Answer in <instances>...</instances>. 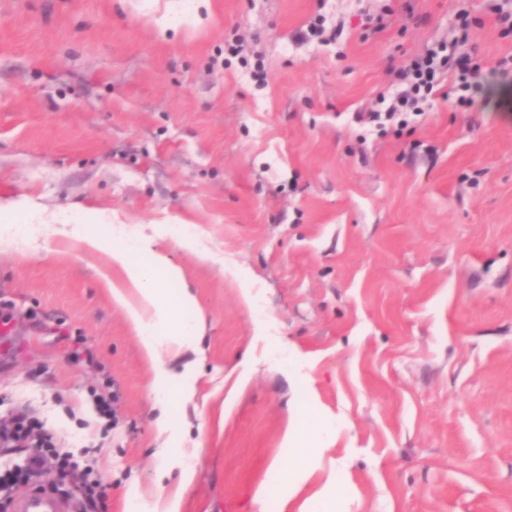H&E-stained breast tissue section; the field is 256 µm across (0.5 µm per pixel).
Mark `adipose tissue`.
Here are the masks:
<instances>
[{
  "label": "adipose tissue",
  "mask_w": 512,
  "mask_h": 512,
  "mask_svg": "<svg viewBox=\"0 0 512 512\" xmlns=\"http://www.w3.org/2000/svg\"><path fill=\"white\" fill-rule=\"evenodd\" d=\"M69 216L47 212L32 201H0V247L29 246L35 241L38 224H66ZM113 213L97 209L85 210L79 239L89 251L105 252L109 271L103 276L112 301L120 307L139 338L144 358L153 370L152 385L156 392L166 393L170 385H178L180 393H192L196 376L192 370L176 374L159 361L161 351L182 353L190 346V337L199 335L202 315L197 296L184 283L181 267L175 264L157 239L134 235L115 239L96 232L99 224H114ZM149 256V265L137 262V255ZM179 285L177 296H170L166 286ZM195 310L194 318H186L185 310ZM333 440L322 419L309 418L286 431L283 447L292 449V460L274 459L270 471L281 481L282 505L296 504L297 512H336V502L344 491L333 481L318 482L319 459Z\"/></svg>",
  "instance_id": "adipose-tissue-1"
}]
</instances>
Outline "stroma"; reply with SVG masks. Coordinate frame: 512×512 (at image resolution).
Segmentation results:
<instances>
[{
	"instance_id": "obj_1",
	"label": "stroma",
	"mask_w": 512,
	"mask_h": 512,
	"mask_svg": "<svg viewBox=\"0 0 512 512\" xmlns=\"http://www.w3.org/2000/svg\"><path fill=\"white\" fill-rule=\"evenodd\" d=\"M178 4L0 0V199L195 228L207 256L161 230L205 313L195 352L160 354L199 364L194 402L169 397L182 432L160 436L107 256L69 224L0 248V405L74 455L99 445L98 512H127L133 483L167 493L176 460L195 471L182 512H279L269 465L306 414L335 430L321 470L348 487L342 512H512V70L469 108L447 76L405 126L366 118L451 45L460 10L482 70L512 55L495 17L512 0H189L160 31ZM312 22L325 35L299 38ZM107 388L103 440L91 393Z\"/></svg>"
}]
</instances>
